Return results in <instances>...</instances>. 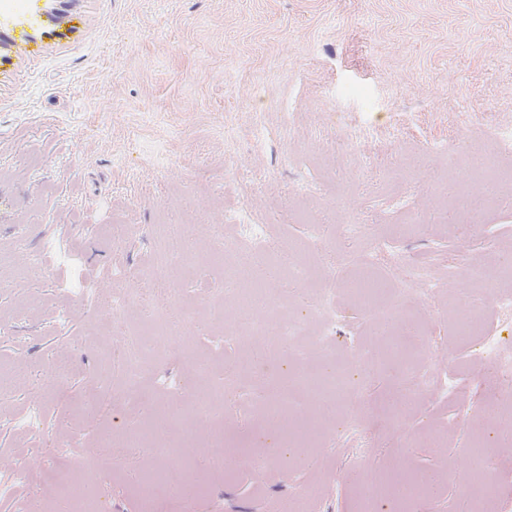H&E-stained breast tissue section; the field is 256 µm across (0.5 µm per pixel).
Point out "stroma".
<instances>
[{
	"instance_id": "1",
	"label": "stroma",
	"mask_w": 512,
	"mask_h": 512,
	"mask_svg": "<svg viewBox=\"0 0 512 512\" xmlns=\"http://www.w3.org/2000/svg\"><path fill=\"white\" fill-rule=\"evenodd\" d=\"M48 0H0V477L24 470L25 512H360V482L390 464L437 473L414 512H459L469 497L456 476L473 439L459 416L481 415L512 433V415L489 397L474 351L449 313L480 308L502 342L512 321L494 316L512 281V188L498 204L471 161L512 132V0H72L60 22ZM269 227L274 247L325 253L310 275L267 280L270 306L287 302L304 356L320 367L310 306L320 289L344 294L332 349L379 344L375 314L348 300L356 264L381 273L425 258L433 288L393 296L410 309L406 334L427 332L433 368L467 392L424 387L403 414L388 406L398 366L363 373L348 405H315L312 445L277 450L266 422L270 388L248 360L257 338L233 337L224 313L205 308L189 262L163 267L167 225L184 226L182 250L210 247L230 216ZM358 225L347 234V225ZM176 289L183 346H157L139 392L124 381L123 342L152 309L133 302L144 278ZM129 295L112 317L116 292ZM224 330L225 354L244 350L235 376L199 375L201 346ZM70 356L58 381L50 361ZM232 379L198 437L199 489L189 495L132 485L158 461L127 438L165 416L167 391L189 396ZM361 417L369 454L337 448L345 421ZM254 454L264 467L248 468Z\"/></svg>"
}]
</instances>
